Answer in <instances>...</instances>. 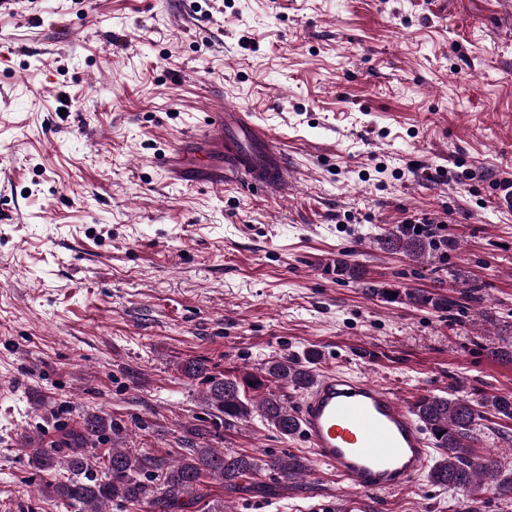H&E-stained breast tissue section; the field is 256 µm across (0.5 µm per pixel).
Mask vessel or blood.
Instances as JSON below:
<instances>
[{
	"instance_id": "obj_1",
	"label": "vessel or blood",
	"mask_w": 512,
	"mask_h": 512,
	"mask_svg": "<svg viewBox=\"0 0 512 512\" xmlns=\"http://www.w3.org/2000/svg\"><path fill=\"white\" fill-rule=\"evenodd\" d=\"M218 139L223 161L204 155L203 168L264 194L282 192L288 163L275 137L248 113L212 112L199 141ZM299 433L315 460L350 489L379 494L407 489L428 475L432 443L410 410L364 376H321L298 407Z\"/></svg>"
}]
</instances>
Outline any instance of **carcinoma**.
<instances>
[{
	"instance_id": "obj_1",
	"label": "carcinoma",
	"mask_w": 512,
	"mask_h": 512,
	"mask_svg": "<svg viewBox=\"0 0 512 512\" xmlns=\"http://www.w3.org/2000/svg\"><path fill=\"white\" fill-rule=\"evenodd\" d=\"M384 243L391 251L423 252L421 241L408 230L386 234ZM371 292L388 302L406 301L442 312L460 307L456 299L439 294L402 292L397 288H373ZM183 374L205 386L208 407L224 417V425L244 421L256 410L268 425L283 435L295 433L298 423L288 411L283 395L270 389V385L285 383L299 390L309 387L314 379L309 367L287 359L270 362L262 376L230 378L215 373L205 362L198 360L185 363ZM261 389L265 393L259 402L247 398V391ZM486 405L495 414L512 419L511 395L497 396L486 401ZM413 412L434 439L436 447L446 454L444 461L431 471L430 480L434 484L473 495L483 480L496 477L494 458L490 455L477 456L470 448L474 441V426L480 418L474 401L459 396H422L414 404ZM123 432L124 426L110 417L88 416L84 419L80 442L68 454L58 456L33 448L29 463L38 471L63 470L70 474L66 481L47 484L44 490L77 512H108L115 503L130 509L154 507L197 489L206 479L235 487L238 481L245 477L253 478L264 469L285 480L306 470L303 459L293 455L274 457L261 464L249 454L196 445L186 449V454L172 464L156 457L140 458L128 448H110L104 463L105 471L98 474L95 462L85 452L84 445L95 438Z\"/></svg>"
}]
</instances>
